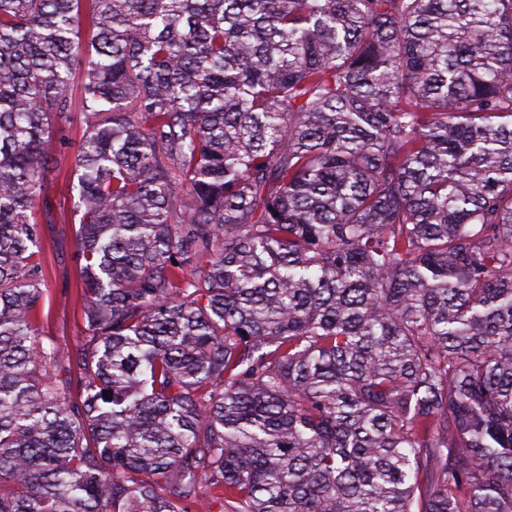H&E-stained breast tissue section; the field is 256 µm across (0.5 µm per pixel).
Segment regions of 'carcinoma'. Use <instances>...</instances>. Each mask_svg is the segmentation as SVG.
I'll list each match as a JSON object with an SVG mask.
<instances>
[{
	"instance_id": "obj_1",
	"label": "carcinoma",
	"mask_w": 512,
	"mask_h": 512,
	"mask_svg": "<svg viewBox=\"0 0 512 512\" xmlns=\"http://www.w3.org/2000/svg\"><path fill=\"white\" fill-rule=\"evenodd\" d=\"M0 512H512V0H0ZM80 76L77 74L72 88L73 109L69 122L66 123V137L71 143L78 142L83 130V115L79 107ZM50 152L58 158V165L63 171L60 175L57 168L48 172L46 193L52 200L56 213L65 217V224H39L43 247L42 253L36 258H41L44 278V285L41 287L45 293L39 306V326L43 328L45 335L54 336L65 346L75 343L83 329L81 302L77 295L80 280L74 258L73 231L78 224H71L72 195L65 179L72 150L63 153L59 144L54 141ZM48 311L49 317L46 320Z\"/></svg>"
}]
</instances>
